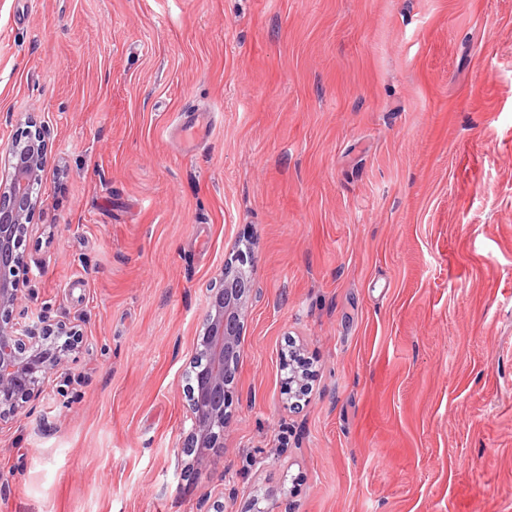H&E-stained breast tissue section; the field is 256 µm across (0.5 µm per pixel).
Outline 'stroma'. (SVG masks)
<instances>
[{"instance_id": "35a3bbf8", "label": "stroma", "mask_w": 512, "mask_h": 512, "mask_svg": "<svg viewBox=\"0 0 512 512\" xmlns=\"http://www.w3.org/2000/svg\"><path fill=\"white\" fill-rule=\"evenodd\" d=\"M31 120L13 317L83 337L0 423V512H512V0H0L1 168ZM240 251L195 478L187 371ZM247 263V257L240 254L224 265L220 286L209 297L197 338L200 356L204 354L206 360L191 362L188 371L191 428L182 448L187 456L194 455L192 466L196 469L211 466L210 452L224 448L228 386L236 377V369L226 365V360L240 359L249 306L257 295L244 269ZM287 365L289 369L288 395L304 396L309 390V380L312 375L309 364L299 358L296 351L291 350Z\"/></svg>"}]
</instances>
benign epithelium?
I'll list each match as a JSON object with an SVG mask.
<instances>
[{"label":"benign epithelium","mask_w":512,"mask_h":512,"mask_svg":"<svg viewBox=\"0 0 512 512\" xmlns=\"http://www.w3.org/2000/svg\"><path fill=\"white\" fill-rule=\"evenodd\" d=\"M47 164L46 128L36 125L11 142L8 168L0 175V422L21 415L26 404L39 396L49 374L68 370L70 354L82 342L81 330L70 323L39 321L20 330L12 321L24 288L17 249L22 230L40 204L34 189ZM247 263L241 254L224 265L220 286L209 297L197 338L198 351L206 360L193 362L188 371L191 428L183 453L192 457V466L198 469L212 465L211 451L224 447L228 386L236 377L226 360L240 359L249 306L256 298L244 269ZM288 369V394L305 395L311 378L309 364L291 350Z\"/></svg>","instance_id":"obj_1"}]
</instances>
